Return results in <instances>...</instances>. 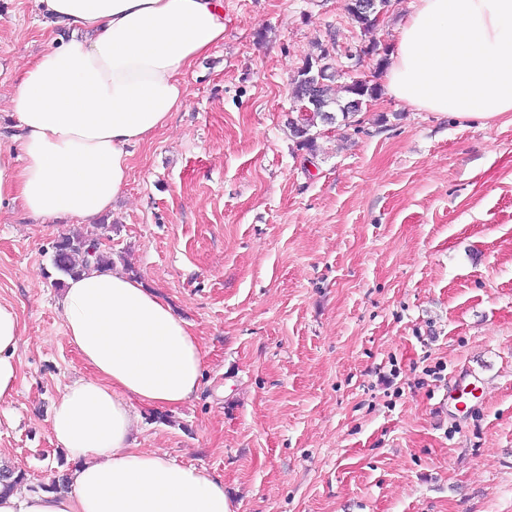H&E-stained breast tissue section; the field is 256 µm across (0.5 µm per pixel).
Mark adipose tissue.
I'll list each match as a JSON object with an SVG mask.
<instances>
[{"label":"adipose tissue","instance_id":"ef3b65f1","mask_svg":"<svg viewBox=\"0 0 512 512\" xmlns=\"http://www.w3.org/2000/svg\"><path fill=\"white\" fill-rule=\"evenodd\" d=\"M72 38L50 42L12 90L0 131V213L36 224L94 223L129 172L131 147L187 98L183 74L224 40L223 0H36ZM388 97L428 112L491 121L512 112V0H416L384 79ZM90 370L51 416L73 464L66 489L0 494V512H232L223 483L135 448L138 407L174 410L202 379L186 320L140 281L92 269L57 301ZM21 322L0 303V402L17 393Z\"/></svg>","mask_w":512,"mask_h":512}]
</instances>
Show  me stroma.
I'll list each match as a JSON object with an SVG mask.
<instances>
[{"mask_svg":"<svg viewBox=\"0 0 512 512\" xmlns=\"http://www.w3.org/2000/svg\"><path fill=\"white\" fill-rule=\"evenodd\" d=\"M415 0L372 37L346 0H224V41L183 76L184 106L132 150L103 221L202 344L181 408H139L136 443L220 479L233 512H512V112L484 122L379 96L310 157L287 125L320 47L384 79ZM35 0H0V113L48 38ZM71 220L0 216V303L17 311L21 384L0 453L22 488L70 467L50 418L88 369L64 334L54 243ZM484 383L461 408L465 371Z\"/></svg>","mask_w":512,"mask_h":512,"instance_id":"stroma-1","label":"stroma"}]
</instances>
